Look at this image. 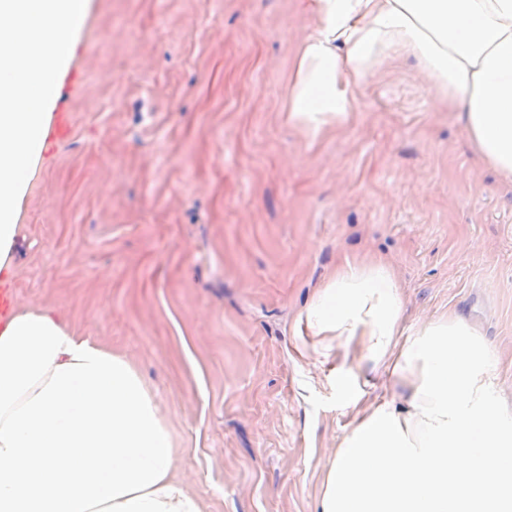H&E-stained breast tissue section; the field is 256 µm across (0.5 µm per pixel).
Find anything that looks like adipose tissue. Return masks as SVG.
Instances as JSON below:
<instances>
[{
  "mask_svg": "<svg viewBox=\"0 0 512 512\" xmlns=\"http://www.w3.org/2000/svg\"><path fill=\"white\" fill-rule=\"evenodd\" d=\"M283 109L319 136L389 61L413 58L437 109L458 113L478 159L512 183V0H310ZM88 0H0V280L16 214L46 150L54 81ZM324 350L371 363L401 395L333 368L352 427L316 512H512V414L491 393L498 356L452 313L403 330L385 262H345L301 311ZM172 434L124 356L54 310L0 318V512H202L173 472Z\"/></svg>",
  "mask_w": 512,
  "mask_h": 512,
  "instance_id": "adipose-tissue-1",
  "label": "adipose tissue"
}]
</instances>
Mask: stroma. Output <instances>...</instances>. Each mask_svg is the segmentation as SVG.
Here are the masks:
<instances>
[{
    "mask_svg": "<svg viewBox=\"0 0 512 512\" xmlns=\"http://www.w3.org/2000/svg\"><path fill=\"white\" fill-rule=\"evenodd\" d=\"M311 25L305 0H90L70 134L19 207L15 308L131 360L203 512H315L352 411L294 326L343 258L391 266L407 331L465 315L512 405V185L408 58L343 127L290 122Z\"/></svg>",
    "mask_w": 512,
    "mask_h": 512,
    "instance_id": "obj_1",
    "label": "stroma"
}]
</instances>
